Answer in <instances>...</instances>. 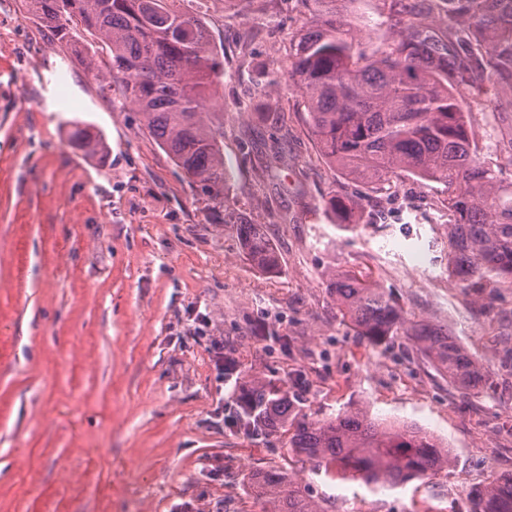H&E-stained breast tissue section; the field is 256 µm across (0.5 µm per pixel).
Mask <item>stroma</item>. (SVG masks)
Wrapping results in <instances>:
<instances>
[{
	"mask_svg": "<svg viewBox=\"0 0 512 512\" xmlns=\"http://www.w3.org/2000/svg\"><path fill=\"white\" fill-rule=\"evenodd\" d=\"M365 54L395 34L387 0H340ZM224 60L225 203L264 225L281 271L241 254L137 109L86 65L96 47L53 44L27 0H0V512H271L256 469L293 471L333 512H456L469 490L512 474V288L493 301L448 283L442 184L383 186L320 155L288 54L302 0H205ZM480 158L512 148V87L474 109ZM100 130L106 158L69 145ZM361 199L340 226L331 195ZM427 269H414V249ZM369 274L409 317L448 329L493 384L460 393L412 350L362 345L336 314L331 274ZM238 376L286 384L311 416L365 408L445 439L452 466L370 487L327 476L283 436L233 427Z\"/></svg>",
	"mask_w": 512,
	"mask_h": 512,
	"instance_id": "35a3bbf8",
	"label": "stroma"
}]
</instances>
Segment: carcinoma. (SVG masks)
I'll use <instances>...</instances> for the list:
<instances>
[{
	"instance_id": "carcinoma-1",
	"label": "carcinoma",
	"mask_w": 512,
	"mask_h": 512,
	"mask_svg": "<svg viewBox=\"0 0 512 512\" xmlns=\"http://www.w3.org/2000/svg\"><path fill=\"white\" fill-rule=\"evenodd\" d=\"M176 0H32L51 41L73 44L77 31L94 37L97 54L120 101L135 107L147 128L201 199L224 205L230 179L224 163V113L206 101L224 80V64L198 14ZM313 19L296 36L289 74L301 91L322 156L341 174L374 183L399 171L444 186L448 212V277L464 288L512 287V150L496 167L481 161L471 104L512 86V0H448L456 23L440 33L422 13L406 12L380 55L367 56L344 29L336 0H310ZM70 144L89 154L107 150L102 135L80 128ZM345 227L359 226L362 206L331 197ZM235 227L245 258L263 272L280 259L263 225ZM336 312L373 348L400 338L448 383L478 393L490 375L440 326L407 316L377 282L361 274L330 276ZM232 422L269 438L288 434V447L330 472L367 485L397 486L450 468L448 448L415 425L395 426L364 408L310 418L297 395L270 380L240 383ZM249 489L274 512H328L308 489L278 468L249 475ZM467 512H512V476L468 493Z\"/></svg>"
}]
</instances>
